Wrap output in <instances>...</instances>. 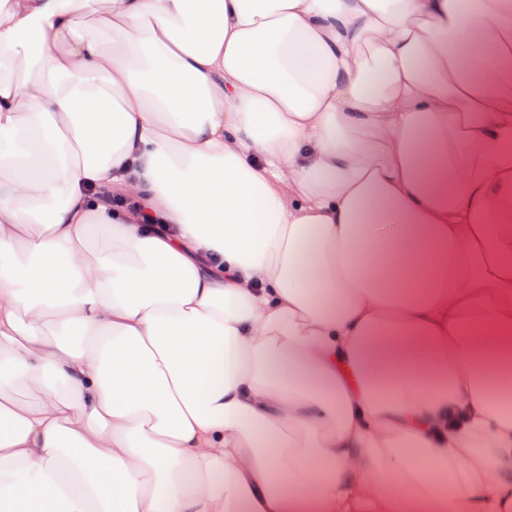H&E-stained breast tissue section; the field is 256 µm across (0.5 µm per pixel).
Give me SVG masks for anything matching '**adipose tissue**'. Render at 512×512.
Segmentation results:
<instances>
[{"mask_svg": "<svg viewBox=\"0 0 512 512\" xmlns=\"http://www.w3.org/2000/svg\"><path fill=\"white\" fill-rule=\"evenodd\" d=\"M97 2L0 0V512H512V0Z\"/></svg>", "mask_w": 512, "mask_h": 512, "instance_id": "obj_1", "label": "adipose tissue"}]
</instances>
